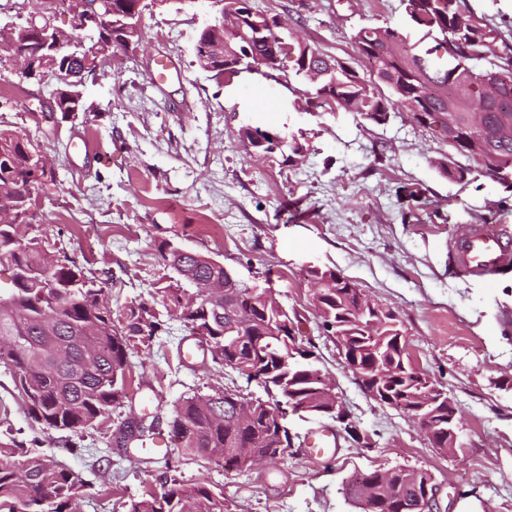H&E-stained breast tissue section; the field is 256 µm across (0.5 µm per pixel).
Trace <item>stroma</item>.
Segmentation results:
<instances>
[{"label": "stroma", "instance_id": "obj_1", "mask_svg": "<svg viewBox=\"0 0 512 512\" xmlns=\"http://www.w3.org/2000/svg\"><path fill=\"white\" fill-rule=\"evenodd\" d=\"M282 18L287 33L363 70L352 37L364 26L406 27L400 0H253ZM216 14L209 0H166L142 17L137 52L116 59L87 81L84 100L95 121L43 117V86L10 76L0 82L9 121L42 138L56 174L53 203L42 219L60 242L95 272L113 314L143 304L161 309L155 284L171 272L157 247L171 241L220 260L246 280L271 275L288 310L301 317L322 372L373 440L359 448L338 439L324 456L307 437L319 417H289L301 439L274 464L227 472L199 457L171 454L167 426L182 398L223 386L225 370L210 354L194 360L178 345L194 344L180 321L134 357L141 388L103 423L65 447L25 414L8 372L0 368V433L19 442L39 438V451L84 485L78 512H127L130 500L158 487L167 473L223 490L232 512H356L342 493L356 470L395 465L429 470L445 512H512V274L489 285L460 278L453 246L479 219L512 225V189L481 174L448 180L440 168L447 144L403 114L382 124L336 107L315 111V86L279 69L245 70L215 82L195 63L196 37ZM171 62L176 78L150 79ZM244 127L297 137L308 146L299 162L248 153ZM331 267L395 312L415 366L443 386L461 410L462 451L437 453L401 411L371 400L322 333L310 298V267ZM160 423L146 446L114 445L127 419Z\"/></svg>", "mask_w": 512, "mask_h": 512}]
</instances>
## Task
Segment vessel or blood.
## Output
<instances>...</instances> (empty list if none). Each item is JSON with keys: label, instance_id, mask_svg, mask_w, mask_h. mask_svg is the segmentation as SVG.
Here are the masks:
<instances>
[{"label": "vessel or blood", "instance_id": "obj_1", "mask_svg": "<svg viewBox=\"0 0 512 512\" xmlns=\"http://www.w3.org/2000/svg\"><path fill=\"white\" fill-rule=\"evenodd\" d=\"M456 272L491 283L512 273V228L508 225L471 228L454 249Z\"/></svg>", "mask_w": 512, "mask_h": 512}]
</instances>
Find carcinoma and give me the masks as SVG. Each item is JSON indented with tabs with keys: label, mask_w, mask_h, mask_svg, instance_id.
Returning a JSON list of instances; mask_svg holds the SVG:
<instances>
[{
	"label": "carcinoma",
	"mask_w": 512,
	"mask_h": 512,
	"mask_svg": "<svg viewBox=\"0 0 512 512\" xmlns=\"http://www.w3.org/2000/svg\"><path fill=\"white\" fill-rule=\"evenodd\" d=\"M410 28L365 26L353 36L358 57L365 63L360 73L348 62L332 57L303 42L288 44L297 73L312 71L320 75L311 104L316 107L337 105L356 112L368 121L381 124L392 112L412 111L419 92H426L418 125L438 131L439 114L448 111L453 101L466 123L471 113L482 112L485 129H497L508 123L512 129V28L504 31L491 20L477 15L465 0H402ZM16 42L31 54L41 45L28 40L27 22L13 18ZM434 45L427 48L425 41ZM504 51L497 52L498 43ZM251 52L266 56L268 44L252 34H226L224 61L211 62L195 56L199 69L212 65V77L235 61L238 54ZM498 74L493 97L481 89L483 67ZM83 81L54 88L49 98L60 99V111L87 113ZM13 108L10 99H0V211L13 209L20 223L33 220L32 207L40 193L54 184V173L42 172L29 179L30 149L40 141L5 120ZM461 141L450 145L453 154L441 167L448 179L467 181L470 166L457 162L463 156L476 164L477 171L494 177L505 169L512 173V133L498 138L495 152L486 153L477 146L478 127L460 133ZM263 153L277 151L286 160L307 150L296 139L256 147ZM12 228L0 224V267L12 269L17 288H1L0 368L9 372L20 395L27 417L48 431H64L77 436L83 430L108 417L121 407L134 391L130 358L155 337L168 333V326L154 309H131L118 320L103 305L104 289L95 286L71 258L57 259L46 251L49 228L37 225L34 233L22 241L13 239ZM177 246L164 241L158 246L161 259L171 257L181 266L185 283L218 280L226 288L225 299L201 298L190 309L183 305L186 288L168 285L156 288L167 317L183 320L190 335L208 342L217 352L213 361L224 370L248 381H255L267 398L244 395L237 387L224 385L204 396L182 399L171 418L170 438L182 455L198 456L238 470L237 456L251 454L268 458L272 464L292 448L288 430L278 436L272 414L280 404L293 399L307 405L304 414L324 415L335 404L336 387L311 359L314 352L299 342L290 328L294 318L277 298L265 295L258 284L241 279L233 270L215 263L197 252L178 253ZM254 294L249 320H237L233 299ZM362 289L347 278L330 288L312 293L324 309L318 311L322 333L328 338L343 336L360 351L362 360L377 355L386 370L393 371L385 391L414 398V413H421L419 398L422 372L409 353H400L396 336L400 327L373 330L370 321L378 319L359 304ZM235 391L238 399L252 410L246 423L235 420V405L224 394ZM433 433L441 445L437 452L448 453V405L436 408ZM16 454L9 444L0 443V512H72L81 498V484L65 467L53 460L28 452L20 462L27 473L22 479L8 458ZM433 475L398 465L385 470L355 471L342 482L344 496L358 512H369L364 502L385 507L384 512H416L424 486H433ZM127 512H230L224 492H216L205 483L185 485L171 476L161 490L149 491L130 502Z\"/></svg>",
	"instance_id": "cac0c4a2"
}]
</instances>
